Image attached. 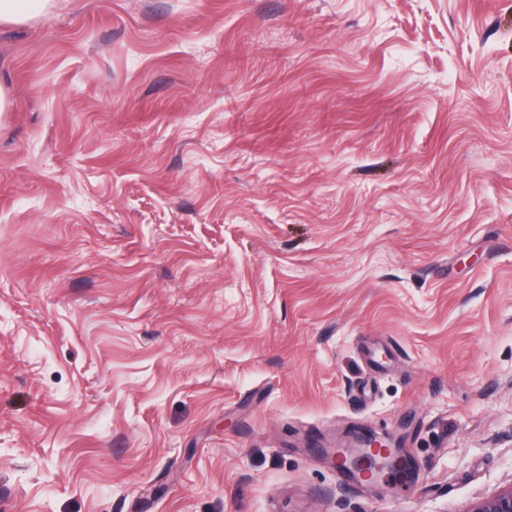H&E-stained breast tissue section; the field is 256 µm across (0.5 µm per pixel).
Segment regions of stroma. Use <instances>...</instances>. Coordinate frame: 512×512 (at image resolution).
<instances>
[{
  "label": "stroma",
  "mask_w": 512,
  "mask_h": 512,
  "mask_svg": "<svg viewBox=\"0 0 512 512\" xmlns=\"http://www.w3.org/2000/svg\"><path fill=\"white\" fill-rule=\"evenodd\" d=\"M0 88V512L512 485V0H57ZM331 460L335 466L350 470L365 481L377 479L384 470L391 476L402 477L409 469L403 449L392 446L388 436L375 432L356 439L355 446L335 451Z\"/></svg>",
  "instance_id": "1"
}]
</instances>
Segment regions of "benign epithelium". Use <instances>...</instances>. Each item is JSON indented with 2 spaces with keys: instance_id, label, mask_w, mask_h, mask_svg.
Returning a JSON list of instances; mask_svg holds the SVG:
<instances>
[{
  "instance_id": "benign-epithelium-1",
  "label": "benign epithelium",
  "mask_w": 512,
  "mask_h": 512,
  "mask_svg": "<svg viewBox=\"0 0 512 512\" xmlns=\"http://www.w3.org/2000/svg\"><path fill=\"white\" fill-rule=\"evenodd\" d=\"M333 464L347 469L365 481H373L382 472L402 477L409 469L403 449L392 445L386 435L371 432L331 456ZM467 512H512V486L477 501Z\"/></svg>"
}]
</instances>
